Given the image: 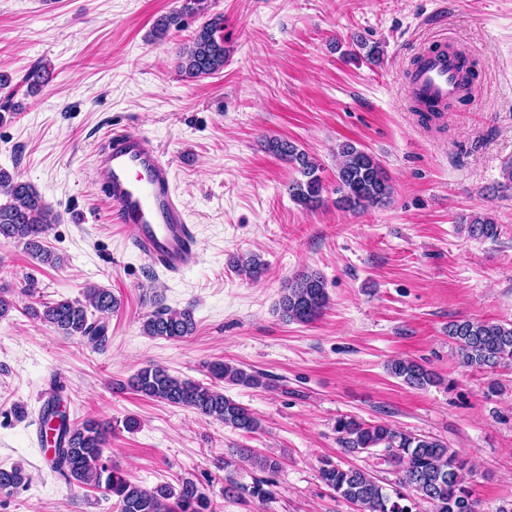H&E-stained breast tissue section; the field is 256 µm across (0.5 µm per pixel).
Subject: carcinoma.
<instances>
[{
	"label": "carcinoma",
	"mask_w": 512,
	"mask_h": 512,
	"mask_svg": "<svg viewBox=\"0 0 512 512\" xmlns=\"http://www.w3.org/2000/svg\"><path fill=\"white\" fill-rule=\"evenodd\" d=\"M205 3L206 0H180L178 7L154 21V37L163 40L171 31L181 29L186 17L206 10ZM223 30L224 19L212 18L179 50L177 69L182 79L193 81L224 69L227 50ZM45 77V65L36 64L23 75L21 84L27 87V92L34 93L43 85ZM266 147L300 174L288 187L290 198L304 209L320 206L324 186L315 158L287 139H269ZM338 154L336 192L340 198L337 204L361 211L390 197L389 179L371 154L351 142L342 143ZM0 194L6 198V202H0V243L21 246L42 264L61 265L63 258L45 245L58 215L39 192L15 172L0 167ZM468 231L473 237L493 239L498 234V225L488 217H476L468 225ZM235 266L256 279L263 273L265 263L260 256L252 254L237 259ZM328 304L323 276L313 271L303 272L282 289L279 312L289 323L308 325L323 314ZM118 305L111 289L94 285L85 289L82 300L62 298L41 302L37 307H27L26 311L56 334L79 337L101 349L107 340L106 320ZM141 328L151 338L188 337L196 329L193 307L176 309L159 303L145 316ZM448 338L455 342L457 357L465 367L487 370L512 362V323L460 319L448 323ZM207 371L209 382L203 383L174 376L167 368L150 364L120 384V388L191 409L235 430L257 431L260 427L257 417L249 408L225 395L224 385L266 388L269 383L264 374L220 360L209 363ZM389 371L411 388L423 389L438 382L432 371L413 360L395 359L390 362ZM53 420L58 424L51 470L70 485L102 490L115 500L116 512H217V504L190 479H181L175 486L159 484L152 489L129 481L104 458L108 427L96 420L80 425L70 422L56 394L43 407L40 429ZM336 433L340 447L350 453L377 452L379 459L398 475L396 487L389 490L361 468H344L329 460L322 462L321 481L336 498L356 506L357 512H417L422 501L431 504L434 512H477L467 486V475L471 473L468 461L440 440L351 416L336 421ZM240 458L263 476L254 478L249 487L231 482L224 493H245L261 503L275 499L270 489L272 481L265 474L279 470V459L247 448L240 451ZM26 484L28 477L21 468L0 467V492L10 493Z\"/></svg>",
	"instance_id": "cac0c4a2"
}]
</instances>
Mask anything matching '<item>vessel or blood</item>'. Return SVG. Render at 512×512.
<instances>
[{"instance_id": "obj_1", "label": "vessel or blood", "mask_w": 512, "mask_h": 512, "mask_svg": "<svg viewBox=\"0 0 512 512\" xmlns=\"http://www.w3.org/2000/svg\"><path fill=\"white\" fill-rule=\"evenodd\" d=\"M413 99L443 108L460 94V60L442 50L423 55L413 70ZM105 175L101 187L116 219L131 233V243L151 264L176 276L199 257L186 210L171 188L172 164L147 137L125 129L109 135L95 159Z\"/></svg>"}]
</instances>
